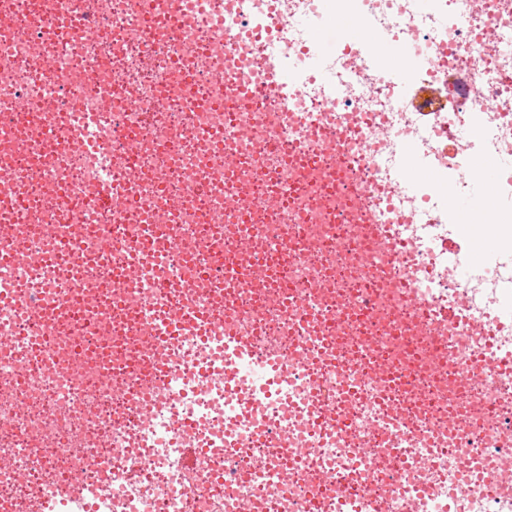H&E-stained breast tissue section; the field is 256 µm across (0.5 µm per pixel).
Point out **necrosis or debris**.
<instances>
[{"label": "necrosis or debris", "instance_id": "necrosis-or-debris-1", "mask_svg": "<svg viewBox=\"0 0 512 512\" xmlns=\"http://www.w3.org/2000/svg\"><path fill=\"white\" fill-rule=\"evenodd\" d=\"M126 2L0 0V195L38 213L31 226L0 210V246L16 256L0 263V286L28 289L0 306V512H512L511 497L468 473L512 458V380L459 392L425 370L429 325L399 291L464 305L448 326L461 363L512 350V252L483 251L489 234L512 242V0H288L289 15L354 17L371 38L347 35L315 70L313 27L286 24L263 47L296 89L286 102L260 68L206 50L216 10L227 41L261 27L256 0H192L178 35ZM382 42L419 55L407 89L390 84ZM181 62L200 78L191 101L173 89ZM452 75L448 104L418 111L411 90ZM237 81L253 90L249 106L229 90ZM76 112L96 115L100 141L132 136L131 150L67 149ZM270 112L275 153L243 133ZM319 128L335 151L321 150ZM286 154L313 167L306 189L267 213L230 210L236 191L297 180ZM475 157L500 176L465 243L484 258L462 267L443 244L455 233L449 197L470 193ZM411 162L430 180L373 208L415 243L408 267L362 240L359 213L314 219L323 173L372 195ZM106 171L117 196L104 202ZM173 204L174 247L132 250ZM237 232L278 256L276 282L253 271ZM218 286L238 308L234 332L254 344L235 373L244 414L223 380L195 377L223 361L217 344L161 334L165 312L208 308ZM47 298L72 311L36 358L23 309ZM293 352L305 371L278 382L266 362ZM327 407L344 424H320ZM192 442L213 448L188 467Z\"/></svg>", "mask_w": 512, "mask_h": 512}]
</instances>
